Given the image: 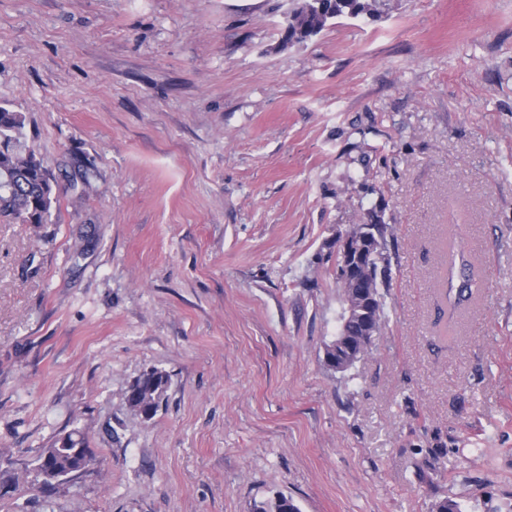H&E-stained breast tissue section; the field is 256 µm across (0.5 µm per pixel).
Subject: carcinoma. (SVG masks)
<instances>
[{
  "label": "carcinoma",
  "instance_id": "cac0c4a2",
  "mask_svg": "<svg viewBox=\"0 0 512 512\" xmlns=\"http://www.w3.org/2000/svg\"><path fill=\"white\" fill-rule=\"evenodd\" d=\"M387 0H331L320 5L317 0H296L285 17L284 41L301 43L318 34L327 23L345 15H379L384 12ZM24 117L0 106V219H20L28 216L33 224H44L50 215L53 193L45 189L49 171L32 164L26 155H34L33 150L22 145ZM377 247L365 259V269L361 280L341 286V275L335 273L336 287L341 289L344 305L338 331L346 341L327 347V355L342 360H350L360 352L368 327L361 305V292H366L372 302L373 315L378 332L386 330L388 320L384 312V295L391 284L392 256L388 239L393 237L394 228L390 224L379 223ZM480 288L474 263L459 250L448 258V273L445 280V297L448 306L456 310L470 303ZM68 445L60 441L44 450L37 471L46 468L65 474L77 467L72 452L80 448L91 455L84 436L73 432L67 435ZM253 512H301L291 497L279 494L271 500L254 505Z\"/></svg>",
  "mask_w": 512,
  "mask_h": 512
}]
</instances>
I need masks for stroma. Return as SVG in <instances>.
<instances>
[{
	"mask_svg": "<svg viewBox=\"0 0 512 512\" xmlns=\"http://www.w3.org/2000/svg\"><path fill=\"white\" fill-rule=\"evenodd\" d=\"M291 5L0 0V105L55 179L0 222V512H512V0L287 45ZM375 215L389 323L338 373L336 237ZM452 234L483 288L451 318ZM73 431L91 465L40 489Z\"/></svg>",
	"mask_w": 512,
	"mask_h": 512,
	"instance_id": "obj_1",
	"label": "stroma"
}]
</instances>
